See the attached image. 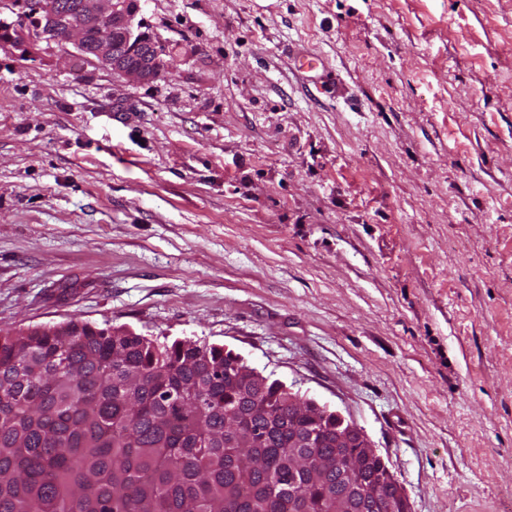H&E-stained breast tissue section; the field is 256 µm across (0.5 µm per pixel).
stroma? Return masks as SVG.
I'll list each match as a JSON object with an SVG mask.
<instances>
[{"instance_id":"stroma-1","label":"stroma","mask_w":512,"mask_h":512,"mask_svg":"<svg viewBox=\"0 0 512 512\" xmlns=\"http://www.w3.org/2000/svg\"><path fill=\"white\" fill-rule=\"evenodd\" d=\"M140 7L151 82L0 49V332L224 346L512 512V0Z\"/></svg>"}]
</instances>
